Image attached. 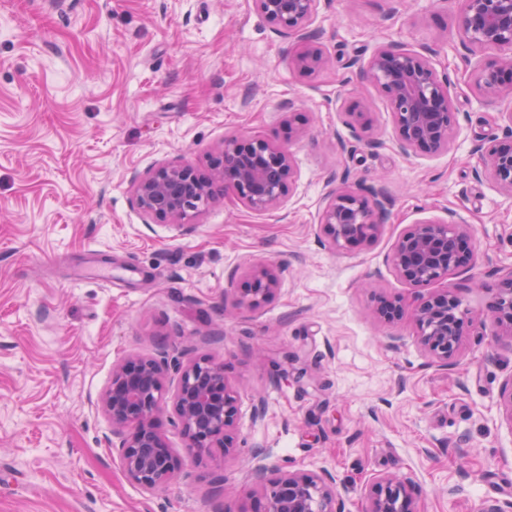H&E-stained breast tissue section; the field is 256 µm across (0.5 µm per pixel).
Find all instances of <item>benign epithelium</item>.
<instances>
[{
    "label": "benign epithelium",
    "mask_w": 512,
    "mask_h": 512,
    "mask_svg": "<svg viewBox=\"0 0 512 512\" xmlns=\"http://www.w3.org/2000/svg\"><path fill=\"white\" fill-rule=\"evenodd\" d=\"M256 10L277 26L283 37H295L303 48L293 56L294 66L312 73L328 62L315 31L310 29L320 0H254ZM458 35L472 55H490L475 67L471 88L487 103L512 97V0H461ZM362 78L384 93L392 112L400 152L437 154L448 148L457 125L450 99L451 79L432 60L397 45H387L360 68ZM476 176L492 180L512 196V133L482 143ZM297 167L288 149L267 139L231 135L210 156L206 166L190 161L161 163L132 184V202L146 218L168 224H190L207 207L230 193L252 211L282 208L297 180ZM319 212L320 228L333 248L376 237L390 204L384 187L367 192L328 191ZM472 230L466 224L426 221L411 224L399 236L388 261L414 296L411 313L423 349L440 365L457 353L464 336V313L441 288L425 289L448 280L452 272L474 269ZM283 269L271 262L248 269L237 289L235 306L256 309L272 301ZM503 335L512 337V276L498 289L491 306ZM405 313L403 299L382 300L376 314L394 320ZM178 377L169 389L171 375ZM103 411L112 420V447L126 476L145 491L175 481L180 461L160 429V415L171 408L170 422L186 440V450L197 457L214 448L229 451L239 418V396L224 373V365L207 357L184 361L130 357L112 369V380L101 397ZM250 476L258 488L252 512H341L331 471H286L266 478L264 456ZM364 512H419L409 485L391 475H380Z\"/></svg>",
    "instance_id": "benign-epithelium-1"
}]
</instances>
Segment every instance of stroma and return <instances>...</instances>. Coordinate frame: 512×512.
Here are the masks:
<instances>
[{"label": "stroma", "mask_w": 512, "mask_h": 512, "mask_svg": "<svg viewBox=\"0 0 512 512\" xmlns=\"http://www.w3.org/2000/svg\"><path fill=\"white\" fill-rule=\"evenodd\" d=\"M0 21V512H251L259 451L273 477L332 471L342 512H362L380 474L407 481L420 512L512 499V341L475 323L442 366L411 315L374 312L410 298L388 254L422 221L472 226L478 265L447 287L475 320L512 274V197L474 174L512 100L471 90L456 0H321L314 73L253 0H0ZM389 43L449 74L447 150H398L385 96L356 70ZM354 104L367 138L346 124ZM232 134L292 153L284 209L227 195L177 226L133 206L135 177L204 162ZM332 186L388 190L374 240L329 246ZM262 261L284 268L278 294L226 315L231 283ZM161 347L222 363L240 414L235 448L202 458L161 416L181 474L149 493L113 454L100 400L113 367Z\"/></svg>", "instance_id": "1"}]
</instances>
